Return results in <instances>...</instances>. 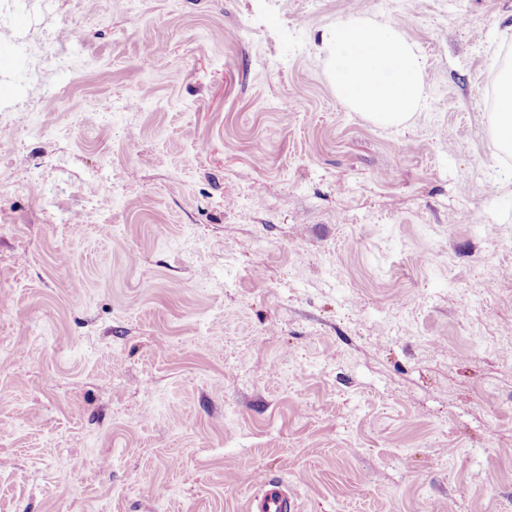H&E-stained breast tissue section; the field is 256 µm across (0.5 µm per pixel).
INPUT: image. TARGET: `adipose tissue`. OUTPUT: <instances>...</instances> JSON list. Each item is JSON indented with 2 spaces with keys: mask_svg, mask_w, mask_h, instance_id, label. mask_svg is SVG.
Masks as SVG:
<instances>
[{
  "mask_svg": "<svg viewBox=\"0 0 512 512\" xmlns=\"http://www.w3.org/2000/svg\"><path fill=\"white\" fill-rule=\"evenodd\" d=\"M336 94L373 121L406 122L424 100L419 57L404 32L357 17L336 24L325 36ZM493 132L499 148L512 153V68L497 88Z\"/></svg>",
  "mask_w": 512,
  "mask_h": 512,
  "instance_id": "ef3b65f1",
  "label": "adipose tissue"
}]
</instances>
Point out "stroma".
I'll return each instance as SVG.
<instances>
[{
    "label": "stroma",
    "mask_w": 512,
    "mask_h": 512,
    "mask_svg": "<svg viewBox=\"0 0 512 512\" xmlns=\"http://www.w3.org/2000/svg\"><path fill=\"white\" fill-rule=\"evenodd\" d=\"M353 17L403 125L336 96ZM1 45L0 512H512V0H0ZM325 42L336 94L353 109L398 126L421 108L422 68L404 32L357 17L330 28ZM498 107L494 115L493 132L499 148L512 153V66L501 78L497 88ZM260 489L251 502V512H291L292 501L282 482L264 477Z\"/></svg>",
    "instance_id": "stroma-1"
}]
</instances>
